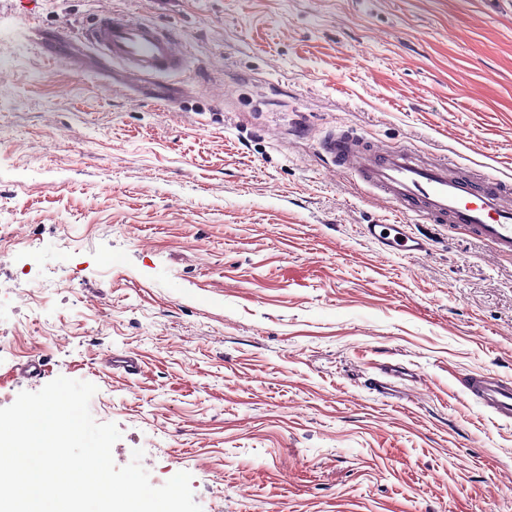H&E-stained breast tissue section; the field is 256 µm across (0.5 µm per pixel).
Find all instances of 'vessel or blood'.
<instances>
[{
  "label": "vessel or blood",
  "instance_id": "b4317fda",
  "mask_svg": "<svg viewBox=\"0 0 512 512\" xmlns=\"http://www.w3.org/2000/svg\"><path fill=\"white\" fill-rule=\"evenodd\" d=\"M29 39L49 60L75 71L83 67L82 51L95 53L101 65L120 69L131 85L183 70L186 63L169 31L112 9L98 11L80 33L65 27L49 33L35 26ZM322 150L333 165L350 169L401 212L425 216L432 224L465 225L499 252L512 254V207L503 202L512 192L507 182L492 175L464 178L447 160L424 163L409 146H379L350 130L326 136ZM364 231L387 252L417 256L428 250L426 237L407 224H369ZM466 388L497 419L512 421V383L476 374Z\"/></svg>",
  "mask_w": 512,
  "mask_h": 512
}]
</instances>
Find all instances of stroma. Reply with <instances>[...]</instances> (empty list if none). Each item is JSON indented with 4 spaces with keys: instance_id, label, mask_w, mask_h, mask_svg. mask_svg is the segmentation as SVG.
Masks as SVG:
<instances>
[{
    "instance_id": "obj_1",
    "label": "stroma",
    "mask_w": 512,
    "mask_h": 512,
    "mask_svg": "<svg viewBox=\"0 0 512 512\" xmlns=\"http://www.w3.org/2000/svg\"><path fill=\"white\" fill-rule=\"evenodd\" d=\"M104 7L186 69L129 87L27 40ZM348 128L512 183V0H0V225L57 282L37 334L0 254V408L93 383L115 464L202 512H512V422L464 387L512 379V256L457 224L385 253L395 205L322 153ZM365 233L376 240L385 252L417 256L428 251L427 238L416 233L411 224H367ZM387 231V235H382Z\"/></svg>"
}]
</instances>
